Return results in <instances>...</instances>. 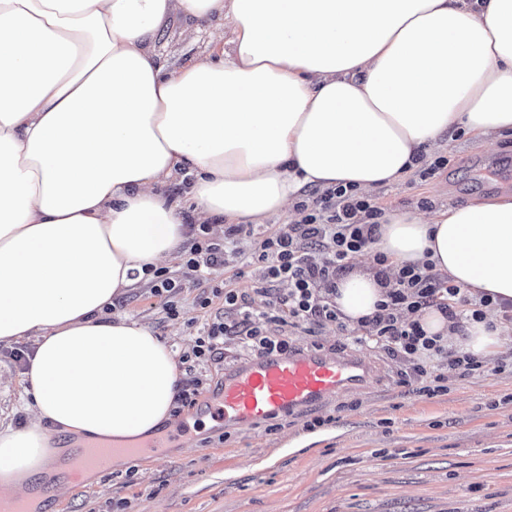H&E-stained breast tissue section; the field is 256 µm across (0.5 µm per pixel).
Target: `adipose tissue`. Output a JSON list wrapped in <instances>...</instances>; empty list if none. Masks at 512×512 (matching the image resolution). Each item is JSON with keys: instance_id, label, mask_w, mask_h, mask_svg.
I'll use <instances>...</instances> for the list:
<instances>
[{"instance_id": "adipose-tissue-1", "label": "adipose tissue", "mask_w": 512, "mask_h": 512, "mask_svg": "<svg viewBox=\"0 0 512 512\" xmlns=\"http://www.w3.org/2000/svg\"><path fill=\"white\" fill-rule=\"evenodd\" d=\"M175 17L228 22L230 51L170 67L152 34ZM461 130L512 134V0H0V343L35 341L0 487L43 472L52 432L131 446L172 421L174 352L105 309L184 240L176 167L200 219L260 224L307 186L396 183ZM371 249L389 267L337 281L345 323L428 264L489 304L422 309L427 336L512 348V192L385 213Z\"/></svg>"}]
</instances>
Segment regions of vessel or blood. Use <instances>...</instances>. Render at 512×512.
Returning a JSON list of instances; mask_svg holds the SVG:
<instances>
[{
	"label": "vessel or blood",
	"instance_id": "b4317fda",
	"mask_svg": "<svg viewBox=\"0 0 512 512\" xmlns=\"http://www.w3.org/2000/svg\"><path fill=\"white\" fill-rule=\"evenodd\" d=\"M376 374V365L355 351L258 352L225 369L221 383L203 393L198 414L219 426H252L325 403Z\"/></svg>",
	"mask_w": 512,
	"mask_h": 512
}]
</instances>
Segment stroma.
Wrapping results in <instances>:
<instances>
[{"label": "stroma", "instance_id": "stroma-1", "mask_svg": "<svg viewBox=\"0 0 512 512\" xmlns=\"http://www.w3.org/2000/svg\"><path fill=\"white\" fill-rule=\"evenodd\" d=\"M155 48L179 67L211 52L209 33L189 39L180 19L153 34ZM447 168L434 176L411 172L375 192L384 210L421 204H464L477 196L512 192V137L496 152L461 135L442 149ZM228 273L187 286L170 316L146 281L112 301V312L148 326L176 354L193 346ZM212 298L211 309L198 304ZM292 347L333 353L359 349L378 375L360 390L324 406L254 427L214 428L195 422L178 447L135 466L113 465L97 482L57 494L67 512H512V352L488 360L484 372L448 376L447 394L415 392L410 364L373 343H356L334 323L288 327ZM32 353L33 341L0 344V423L23 428L30 397L14 350ZM503 370H496V363ZM315 441L287 451L292 440Z\"/></svg>", "mask_w": 512, "mask_h": 512}]
</instances>
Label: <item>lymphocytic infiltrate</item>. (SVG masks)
<instances>
[{"mask_svg": "<svg viewBox=\"0 0 512 512\" xmlns=\"http://www.w3.org/2000/svg\"><path fill=\"white\" fill-rule=\"evenodd\" d=\"M298 220L255 239L250 251L237 246L241 225H229L223 240H215L205 224L190 225V246L178 272L155 269L151 280L154 296L163 298L169 314H176L174 297L187 285L209 278L237 265H256L263 271L265 287L245 293L224 291V306L205 323L184 362L196 365L224 359V345L232 340L249 353H285L287 326L340 323L331 301L336 281L353 256L373 241L384 210L372 198L358 195L354 187L312 189L297 202ZM284 283L287 293L270 296L269 285ZM460 290L448 278L432 270L411 266L402 269L378 312L359 325L362 339L400 353L411 365L419 385L418 395L432 398L445 392V374L432 371L434 361L448 371L467 374L484 371L482 359L449 352L436 339L427 337L413 315L434 306L452 312Z\"/></svg>", "mask_w": 512, "mask_h": 512, "instance_id": "lymphocytic-infiltrate-1", "label": "lymphocytic infiltrate"}]
</instances>
